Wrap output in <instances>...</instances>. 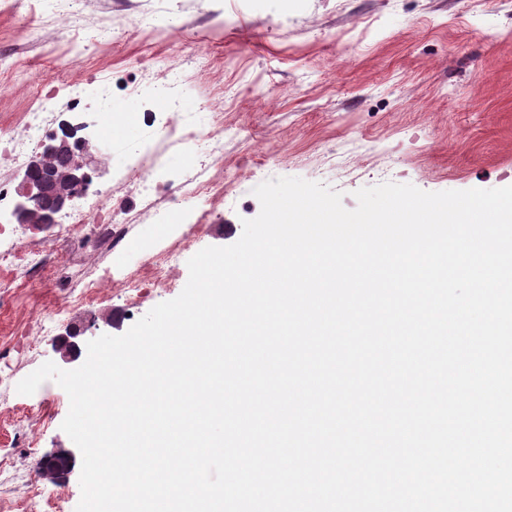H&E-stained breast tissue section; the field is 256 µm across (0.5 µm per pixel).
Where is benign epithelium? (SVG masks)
Wrapping results in <instances>:
<instances>
[{
  "label": "benign epithelium",
  "instance_id": "obj_1",
  "mask_svg": "<svg viewBox=\"0 0 512 512\" xmlns=\"http://www.w3.org/2000/svg\"><path fill=\"white\" fill-rule=\"evenodd\" d=\"M75 132L76 128L67 127L62 136H49L39 144L20 182L18 200L11 212L14 223L38 227L55 223L56 214L74 207L103 176L104 169L91 152L89 140ZM94 327V323L83 328L67 326L51 339L52 351L61 354L63 363H74L81 355V346L96 338L94 333L85 335ZM75 464L72 451L50 454L41 461V475L56 482L68 477Z\"/></svg>",
  "mask_w": 512,
  "mask_h": 512
}]
</instances>
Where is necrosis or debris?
<instances>
[{
  "instance_id": "necrosis-or-debris-1",
  "label": "necrosis or debris",
  "mask_w": 512,
  "mask_h": 512,
  "mask_svg": "<svg viewBox=\"0 0 512 512\" xmlns=\"http://www.w3.org/2000/svg\"><path fill=\"white\" fill-rule=\"evenodd\" d=\"M145 89L153 99L163 104L164 110L160 114L161 139H139L126 155L129 168L136 172L133 190L144 200V209L136 214L127 211L117 213L96 199L56 218L59 226L74 233L83 226L94 225L99 248L112 254L124 250L131 225L144 219L168 224L206 223L205 215H197L187 209L171 211L170 206L175 200L205 196L214 205L224 203V141L230 131L224 126L223 113H211L207 125L199 126L195 113L183 109L185 87L181 70L176 66L168 68L159 77L146 80L144 86H133L132 92L138 95ZM61 96L65 97L67 104L77 105L87 98L88 87L79 83L62 90L49 89L38 106L25 114L20 130L0 141L1 167L9 171L25 165L37 142L55 124L54 105ZM174 149L205 156L210 164L199 171L168 178L164 157ZM189 246V238L180 236L159 250L151 261L141 265L134 275L127 278L125 287L129 295H140L147 288L159 291L168 288L172 283V273Z\"/></svg>"
}]
</instances>
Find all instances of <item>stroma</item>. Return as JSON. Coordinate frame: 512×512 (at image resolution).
Returning a JSON list of instances; mask_svg holds the SVG:
<instances>
[{
	"mask_svg": "<svg viewBox=\"0 0 512 512\" xmlns=\"http://www.w3.org/2000/svg\"><path fill=\"white\" fill-rule=\"evenodd\" d=\"M85 30L102 40L82 39ZM0 55L27 63L0 82V138L18 131L46 82L107 77L111 98L90 102V112L113 105L139 115L101 145L121 165L157 109L130 90L170 65L186 75V111L223 113L225 126L242 131L224 148L223 205L190 203L209 223L141 224L125 254L90 261L58 227L27 229V240L46 244L48 261L37 276L0 280V376L9 379L0 387V512H49L54 500L75 512L78 474L30 479L43 456L74 447L61 429L69 398L51 380L30 396L16 386L55 360L49 342L66 325L109 317L121 335L177 297L188 280L183 263L161 293L129 296L122 279L178 232L193 237L196 252L233 244L242 219L260 212L254 188L275 177L323 183L348 209L356 190L381 184L385 164L390 181L427 192L512 186V0H290L284 10L257 0H84L75 22L63 0H8ZM332 149L341 167L326 162ZM85 278L97 280L98 302L69 304ZM63 302L52 332L41 331V318Z\"/></svg>",
	"mask_w": 512,
	"mask_h": 512,
	"instance_id": "stroma-1",
	"label": "stroma"
}]
</instances>
